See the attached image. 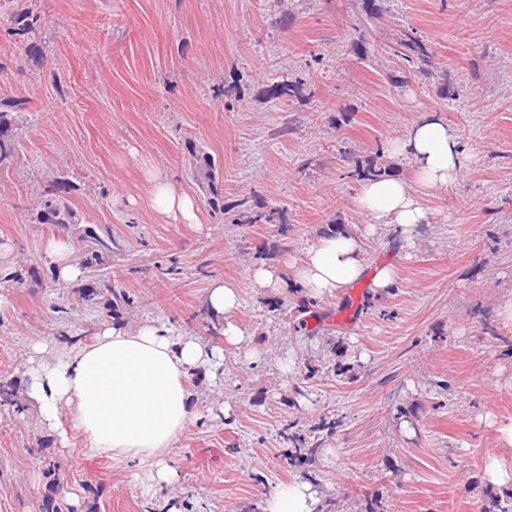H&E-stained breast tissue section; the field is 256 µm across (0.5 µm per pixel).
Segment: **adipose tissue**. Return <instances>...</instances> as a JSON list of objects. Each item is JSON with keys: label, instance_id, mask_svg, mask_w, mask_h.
I'll list each match as a JSON object with an SVG mask.
<instances>
[{"label": "adipose tissue", "instance_id": "ef3b65f1", "mask_svg": "<svg viewBox=\"0 0 512 512\" xmlns=\"http://www.w3.org/2000/svg\"><path fill=\"white\" fill-rule=\"evenodd\" d=\"M387 151L410 160L413 183L387 175L365 179L357 203L373 223L395 225L401 244L409 247L417 227L429 221L424 197L454 183L468 157L456 131L438 112L425 113ZM150 183L155 212L197 223L193 196L157 174ZM365 255L364 237L331 230L305 249L294 277L312 295L334 296L364 275ZM240 301L234 283L218 279L207 290L210 315L222 324L225 340L235 345L244 341L232 319ZM221 365L207 343L173 334L163 324L146 321L133 329L106 324L92 342L71 350L53 353L47 343L34 344L26 370L27 395L48 429L57 428L61 415L70 416L91 451L150 464L151 481L165 488L178 480L169 456L196 414L190 375L202 370L214 380ZM317 504L313 486L297 482L276 490L267 512H315Z\"/></svg>", "mask_w": 512, "mask_h": 512}]
</instances>
